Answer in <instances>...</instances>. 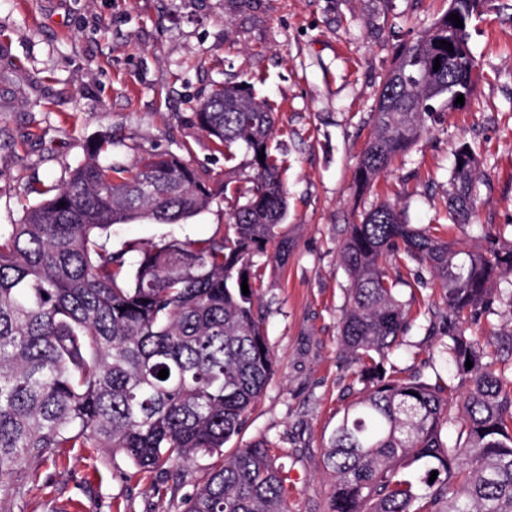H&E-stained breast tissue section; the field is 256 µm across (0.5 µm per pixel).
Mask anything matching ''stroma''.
Listing matches in <instances>:
<instances>
[{
  "label": "stroma",
  "instance_id": "stroma-1",
  "mask_svg": "<svg viewBox=\"0 0 512 512\" xmlns=\"http://www.w3.org/2000/svg\"><path fill=\"white\" fill-rule=\"evenodd\" d=\"M448 0H0V224L20 222L35 187L66 183L87 138L128 139L121 158L189 145L198 168L250 171L225 162L191 122L214 89L246 86L275 107L271 148L288 199V257L269 261L256 292L276 374L238 444L268 438L287 463L289 512H327L328 436L359 390L340 351L348 276L340 250L349 224L386 202L409 223L444 222L453 151L480 160L481 201L453 229L463 247L483 229L512 224V0H489L469 29L476 59L470 101L441 112L430 131L367 189L354 174L368 142L381 84L400 47L446 13ZM233 203L220 198L182 224L115 226L113 249L163 235L199 240L227 231ZM401 270L411 329L390 361L420 368L445 327L438 285ZM200 454L152 470L108 448H58L25 461L0 491V512H184L218 463Z\"/></svg>",
  "mask_w": 512,
  "mask_h": 512
}]
</instances>
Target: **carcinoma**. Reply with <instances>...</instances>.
I'll use <instances>...</instances> for the list:
<instances>
[{
  "label": "carcinoma",
  "mask_w": 512,
  "mask_h": 512,
  "mask_svg": "<svg viewBox=\"0 0 512 512\" xmlns=\"http://www.w3.org/2000/svg\"><path fill=\"white\" fill-rule=\"evenodd\" d=\"M443 40L463 42L448 32L446 14L399 51L358 182L420 139L432 104L450 110L456 93L472 96L475 59L451 62ZM192 122L224 161L243 153L246 192L178 154L125 165L117 152L125 142L106 132L88 141L87 160L68 182L33 188L40 199L24 220L0 225L1 480L53 448H110L143 470L216 454L222 463L186 512H288L285 464L269 440L223 455L275 375L254 297L265 260L288 254V203L270 147L274 109L227 86L197 103ZM455 162L462 166L448 179L450 228L470 223L480 200L478 161L466 143ZM221 194L237 196L232 232L112 250L113 225L179 224ZM435 230L406 223L387 203L347 226L341 347L362 388L327 440L328 512H512V333L488 337L497 349L489 362L486 345L464 327L497 297L512 304V287L499 288L512 275V239L489 232L465 249ZM400 253L442 290L447 339L437 355L450 374L388 372L410 330L399 278L384 263Z\"/></svg>",
  "instance_id": "obj_1"
}]
</instances>
